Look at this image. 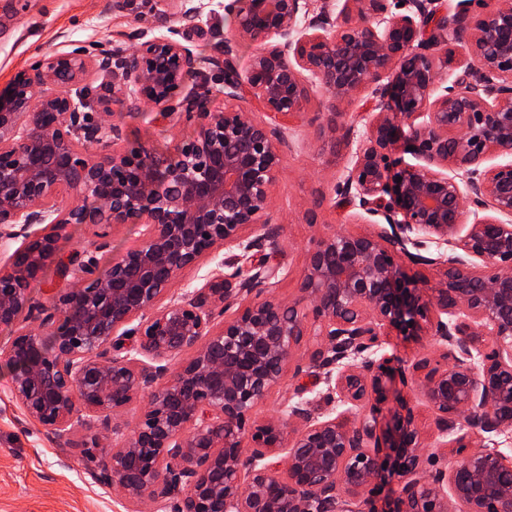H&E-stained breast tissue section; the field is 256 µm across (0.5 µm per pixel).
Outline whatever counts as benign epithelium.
Returning a JSON list of instances; mask_svg holds the SVG:
<instances>
[{"label": "benign epithelium", "mask_w": 512, "mask_h": 512, "mask_svg": "<svg viewBox=\"0 0 512 512\" xmlns=\"http://www.w3.org/2000/svg\"><path fill=\"white\" fill-rule=\"evenodd\" d=\"M474 1L481 12L472 19ZM301 2L224 6L238 35L263 48L242 83L224 46L215 61L224 71L221 110L210 108L193 53L174 39L204 33L195 0H112V10L150 19L158 34L129 54L48 56L0 88V242L22 238L0 268V326L16 323L42 269L54 265L71 283L52 297L49 335L14 337L12 401L58 439L76 420L92 430L85 453L103 455L104 483L138 512H358L353 498L389 471L401 481L381 512H448L451 499L467 512H512V460L466 433L512 431V162L487 165L512 155V0H458L451 15L432 8L435 0H410L412 14L391 12L389 0H344L336 25L299 30ZM450 34L467 37L471 61L446 86L448 56L434 49ZM304 74L335 103L370 88L379 96L343 188L347 202L384 214L388 226L319 238L301 300L286 302L257 292L279 271L267 264L281 250L277 230H246L270 208L282 128L307 97ZM92 75L95 94L85 85ZM191 81L195 90L180 97ZM244 84L265 119L231 105ZM48 85L58 92L46 93ZM133 95L164 105V119L180 99L199 119L195 133L167 153L121 147L109 104ZM108 142V154L87 151ZM400 148L421 163L400 166ZM448 167L466 180L442 172ZM61 195L73 202L57 205ZM466 198L493 214L476 211L463 224ZM83 224H139L144 233L101 267L88 251L63 256L70 227ZM451 239L461 253L440 261L432 282L398 262L409 244ZM207 257L218 271L158 306ZM219 304L230 315L216 327ZM310 318L325 338L312 364L345 409L315 416L298 402L254 423ZM390 329L444 347L441 359L416 364L424 375L414 382L439 436L457 448L444 470L423 469L410 399L398 398L386 424L375 414L391 359L363 353ZM141 393L144 409L128 433L117 418ZM294 419L303 425L287 440Z\"/></svg>", "instance_id": "benign-epithelium-1"}]
</instances>
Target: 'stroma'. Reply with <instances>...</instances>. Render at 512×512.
<instances>
[{"mask_svg": "<svg viewBox=\"0 0 512 512\" xmlns=\"http://www.w3.org/2000/svg\"><path fill=\"white\" fill-rule=\"evenodd\" d=\"M203 35L184 40L207 77L213 106L224 104V75L211 63L224 47H231L239 76H246L258 53V43L239 38L233 18L224 7L229 0H203ZM147 22L113 14L112 0H0V85L15 74L31 71L43 57L81 47L95 51L97 45L125 51L134 50L139 31ZM308 97L300 121L284 128L282 165L272 189L269 219L280 233L282 249L275 262L277 278L263 285V295L284 301L301 297L308 249L321 236L339 232H368L383 223V216H369L354 205L341 202L343 181L351 149L363 141L366 113L375 98L365 90L340 105V121L350 128L349 145L329 149L321 131L332 110L325 90L313 79H306ZM159 108L149 102L124 110L120 124L123 145L134 148L145 144L156 152L169 151L181 138L192 136L197 120L182 107H174L167 119H160ZM66 253L90 250L101 263H108L137 246L143 229L137 224H120L107 229L77 225L69 230ZM54 268H47L27 290V303L12 327H0V512H134L133 502L121 498L98 479L96 463L82 449L92 436L84 424L71 428L68 440H58L41 424L27 419L8 400L12 368L5 351L17 332L40 331L53 315L52 295L67 288ZM324 342L317 325L308 333L286 367L283 382L257 408L254 419L278 414L284 401L303 394L312 414L334 412L336 404L327 397L324 384L310 374L309 358ZM381 351L396 355L392 395L379 406L381 418H388L397 407V398L411 395L405 379L413 378L414 365L421 359L440 354L438 341L430 336L412 340L393 335L383 338ZM412 397L417 424L424 438L426 471L446 468L453 448H439L434 414L421 396Z\"/></svg>", "mask_w": 512, "mask_h": 512, "instance_id": "35a3bbf8", "label": "stroma"}]
</instances>
